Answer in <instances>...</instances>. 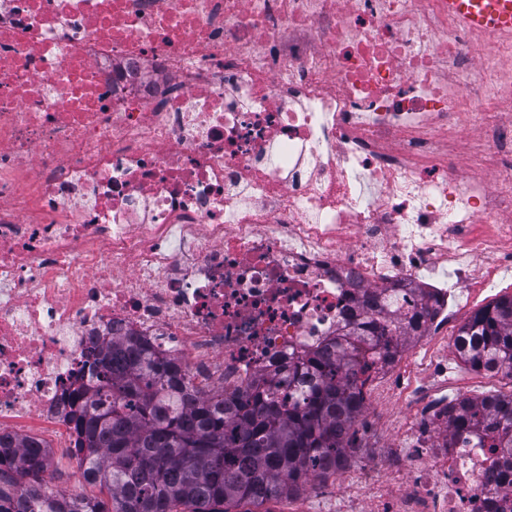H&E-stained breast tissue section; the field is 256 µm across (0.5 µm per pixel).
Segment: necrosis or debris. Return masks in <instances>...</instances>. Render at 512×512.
Wrapping results in <instances>:
<instances>
[{
  "mask_svg": "<svg viewBox=\"0 0 512 512\" xmlns=\"http://www.w3.org/2000/svg\"><path fill=\"white\" fill-rule=\"evenodd\" d=\"M507 54L447 0H0V434L80 456L115 338L284 398L355 322L426 305L419 335L353 341L395 349L406 426L337 469L339 512H512L433 354L512 282Z\"/></svg>",
  "mask_w": 512,
  "mask_h": 512,
  "instance_id": "1",
  "label": "necrosis or debris"
}]
</instances>
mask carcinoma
I'll return each mask as SVG.
<instances>
[{
	"label": "carcinoma",
	"instance_id": "obj_1",
	"mask_svg": "<svg viewBox=\"0 0 512 512\" xmlns=\"http://www.w3.org/2000/svg\"><path fill=\"white\" fill-rule=\"evenodd\" d=\"M461 359L474 370L512 371V294L474 312L459 329ZM390 357L358 358L342 346L311 359L299 399L280 403L275 385L238 400L185 391L180 367L127 337L107 345L102 374L73 419L83 477L103 498L40 483L49 453L36 440L0 441V512H260L298 494L309 477L336 473L365 447L355 429L370 371ZM454 429L491 433L512 469V392L448 405Z\"/></svg>",
	"mask_w": 512,
	"mask_h": 512
}]
</instances>
